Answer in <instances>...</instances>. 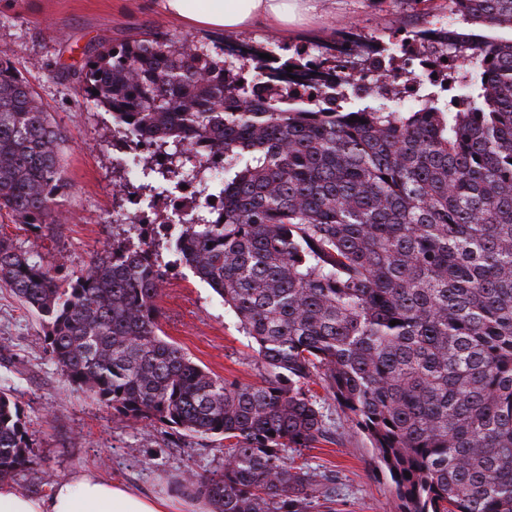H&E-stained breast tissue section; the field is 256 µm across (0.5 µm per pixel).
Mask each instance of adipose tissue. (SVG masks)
Masks as SVG:
<instances>
[{"instance_id":"obj_1","label":"adipose tissue","mask_w":512,"mask_h":512,"mask_svg":"<svg viewBox=\"0 0 512 512\" xmlns=\"http://www.w3.org/2000/svg\"><path fill=\"white\" fill-rule=\"evenodd\" d=\"M319 0H159L162 11L190 28L235 32L263 25L286 30L309 21ZM0 512H186L182 501L161 498L92 473L57 482L42 497L0 484Z\"/></svg>"}]
</instances>
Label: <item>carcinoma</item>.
<instances>
[{
  "mask_svg": "<svg viewBox=\"0 0 512 512\" xmlns=\"http://www.w3.org/2000/svg\"><path fill=\"white\" fill-rule=\"evenodd\" d=\"M448 2L450 31L408 41L448 72L405 111L384 100L392 69L371 52L348 93L329 84L311 99L279 68L259 94L265 59L228 68L224 43L162 29L73 68L112 113L116 146L146 138L147 169L224 155L220 207L195 200L169 245L234 313L262 381L229 382L159 336L167 269L143 217L67 279L0 236V283L41 318L68 380L115 414L224 436V471L186 479L216 512L332 502L283 456L330 439L312 383L369 439L393 512H512V39L483 33L512 31V0ZM361 41L354 26L336 39L348 56ZM65 143L1 49L0 212L38 238L65 219ZM31 437L0 391V480L31 463Z\"/></svg>",
  "mask_w": 512,
  "mask_h": 512,
  "instance_id": "cac0c4a2",
  "label": "carcinoma"
}]
</instances>
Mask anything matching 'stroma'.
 <instances>
[{
  "label": "stroma",
  "instance_id": "stroma-1",
  "mask_svg": "<svg viewBox=\"0 0 512 512\" xmlns=\"http://www.w3.org/2000/svg\"><path fill=\"white\" fill-rule=\"evenodd\" d=\"M448 0H324L322 11L288 32L264 26L240 32L194 30L168 19L157 0H0V49L65 130L64 173L72 189L63 208L69 221L43 240L0 215V235L37 251L45 266L65 276L85 270L90 258L122 232L117 214L130 205L119 187L133 173L116 164L112 117L89 102L65 67L79 64L88 46L143 38L155 26L177 37L254 44L288 55L301 49L328 55L339 30L355 24L363 37L399 41L448 16ZM162 336L202 368L229 381H261L251 342L234 313L182 264L170 265L158 299ZM0 390L8 391L32 432V462L12 477L20 491L47 493L59 479L82 470L184 501L197 496L183 480L224 468L222 436H199L167 426L118 418L110 407L72 385L45 348L40 319L0 284ZM332 433L315 448H289L291 465H308L334 489L335 512H386L389 477L375 463L368 439L353 431L336 401L313 386Z\"/></svg>",
  "mask_w": 512,
  "mask_h": 512
}]
</instances>
